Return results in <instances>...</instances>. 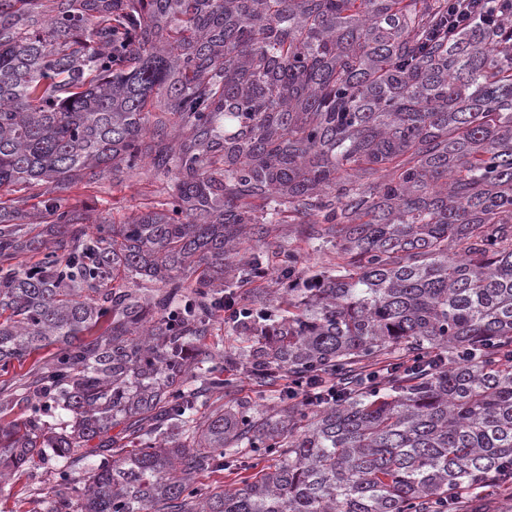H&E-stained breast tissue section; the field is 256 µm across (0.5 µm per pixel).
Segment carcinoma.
Returning <instances> with one entry per match:
<instances>
[{
    "mask_svg": "<svg viewBox=\"0 0 512 512\" xmlns=\"http://www.w3.org/2000/svg\"><path fill=\"white\" fill-rule=\"evenodd\" d=\"M455 10L0 0V369L63 344L0 385V410L24 407L0 421V485L54 462L45 512H451L506 491L512 0ZM142 168L158 199L123 223L60 195ZM270 224L335 243L336 269L240 317L237 351L196 348L224 265L255 277L240 253ZM226 372L277 405L200 412ZM285 374L342 391L301 404ZM260 457L241 488L192 487Z\"/></svg>",
    "mask_w": 512,
    "mask_h": 512,
    "instance_id": "cac0c4a2",
    "label": "carcinoma"
}]
</instances>
